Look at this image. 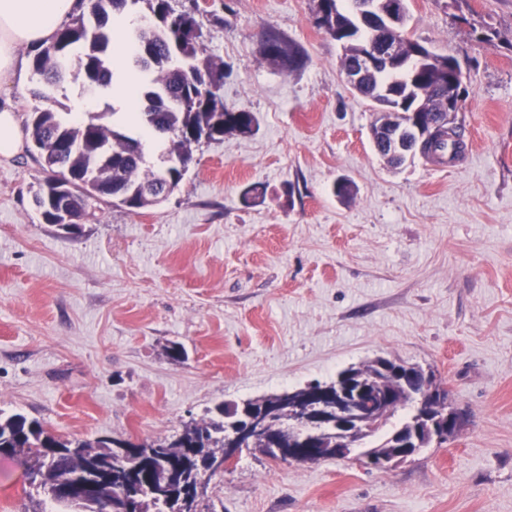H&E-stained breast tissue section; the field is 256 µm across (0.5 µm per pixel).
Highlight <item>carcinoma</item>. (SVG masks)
Masks as SVG:
<instances>
[{"label": "carcinoma", "instance_id": "1", "mask_svg": "<svg viewBox=\"0 0 512 512\" xmlns=\"http://www.w3.org/2000/svg\"><path fill=\"white\" fill-rule=\"evenodd\" d=\"M171 0H79L86 5L71 23L58 29L51 43L33 60L34 74L42 77L31 95L44 105L29 112L26 128L49 176L34 192V202L46 224L59 223L56 180L67 179L73 202L82 220L95 213L86 211V201L122 205L138 212L177 189L193 162L192 146L216 141L239 128L257 127L254 113L224 108L220 90L224 86V61L202 56L201 27L193 11H175ZM139 12L140 26L133 30V65L145 74L137 86L143 108L135 120L142 136L134 137L102 123L103 114L84 120L65 119L56 111L54 91L64 81L72 61H77L83 87L93 92L112 79L110 62V19L127 8ZM322 17L317 20L333 39L346 40L343 62L360 52L363 41L359 27L337 0H321ZM263 56L283 70L293 71L305 64L299 47L281 34L268 31L262 38ZM432 69L407 75L381 67L365 78L356 90L375 102L379 111L389 110L379 87L408 77L429 85L442 75L448 56L432 54ZM164 137L163 165H148L146 141L152 135ZM464 150L462 128L437 133L417 147V152L434 162L444 163ZM267 398L241 404L217 405L201 424L185 425L171 439L143 442L100 437L94 441L63 438L40 421L22 414L0 416V458L16 462L34 483L40 475L51 482L57 477H78L85 483L89 501L77 504L87 512H107L117 489L143 493V512H201L196 487L216 471L204 467L210 457L224 455V417L240 410L258 409ZM401 409L405 416L370 430L372 445L385 451L398 448L411 433L415 404L407 399Z\"/></svg>", "mask_w": 512, "mask_h": 512}]
</instances>
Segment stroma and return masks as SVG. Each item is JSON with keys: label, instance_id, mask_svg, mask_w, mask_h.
<instances>
[{"label": "stroma", "instance_id": "stroma-1", "mask_svg": "<svg viewBox=\"0 0 512 512\" xmlns=\"http://www.w3.org/2000/svg\"><path fill=\"white\" fill-rule=\"evenodd\" d=\"M194 3L225 107L258 127L201 142L160 205L99 203L73 230L40 219L46 173L21 133L0 159V411L68 438L162 440L383 357L434 369L462 418L448 443L385 471L246 448L205 486L208 512H512V0H408V36L463 71L465 152L399 167L312 0H172ZM270 29L302 68L264 58ZM35 53L18 47L0 84L22 121ZM43 498L0 458V512Z\"/></svg>", "mask_w": 512, "mask_h": 512}]
</instances>
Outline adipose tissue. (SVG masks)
<instances>
[{
	"label": "adipose tissue",
	"mask_w": 512,
	"mask_h": 512,
	"mask_svg": "<svg viewBox=\"0 0 512 512\" xmlns=\"http://www.w3.org/2000/svg\"><path fill=\"white\" fill-rule=\"evenodd\" d=\"M75 0H0V82L18 69V46L49 43L69 17Z\"/></svg>",
	"instance_id": "adipose-tissue-1"
}]
</instances>
